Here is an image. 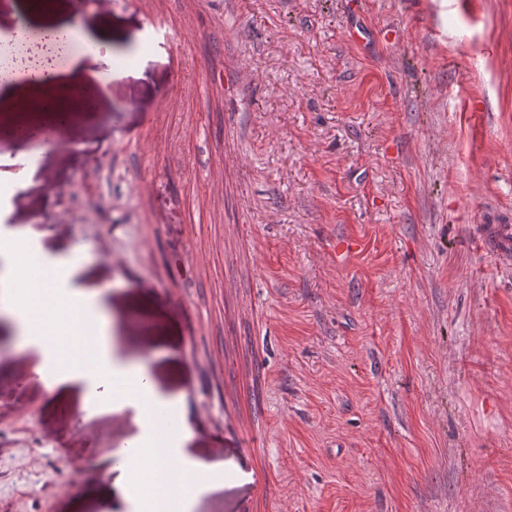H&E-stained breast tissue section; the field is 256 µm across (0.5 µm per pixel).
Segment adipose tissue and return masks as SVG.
Listing matches in <instances>:
<instances>
[{"label": "adipose tissue", "instance_id": "ef3b65f1", "mask_svg": "<svg viewBox=\"0 0 512 512\" xmlns=\"http://www.w3.org/2000/svg\"><path fill=\"white\" fill-rule=\"evenodd\" d=\"M0 302L8 307L22 348L50 370L48 393L82 388L97 413L128 411L136 433L120 464L101 470L102 491L127 499L136 512H190L194 499L219 486L218 472L181 455L190 430L179 400L158 391L145 365L113 361L99 310L101 293L80 281L83 262L46 255L20 232L0 236Z\"/></svg>", "mask_w": 512, "mask_h": 512}]
</instances>
